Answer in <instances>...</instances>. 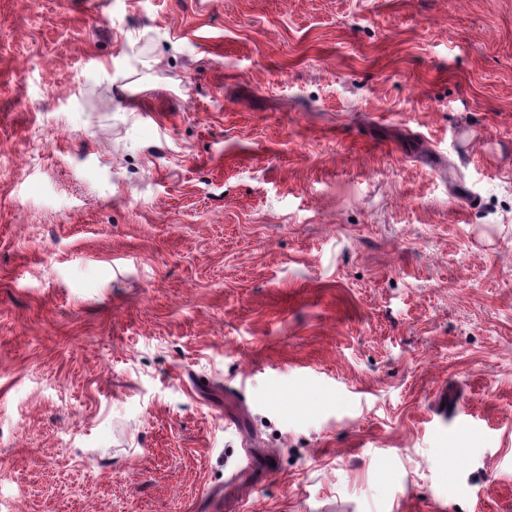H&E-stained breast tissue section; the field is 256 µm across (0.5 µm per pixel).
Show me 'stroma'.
I'll return each instance as SVG.
<instances>
[{
	"label": "stroma",
	"mask_w": 512,
	"mask_h": 512,
	"mask_svg": "<svg viewBox=\"0 0 512 512\" xmlns=\"http://www.w3.org/2000/svg\"><path fill=\"white\" fill-rule=\"evenodd\" d=\"M0 512H512V0H0Z\"/></svg>",
	"instance_id": "stroma-1"
}]
</instances>
